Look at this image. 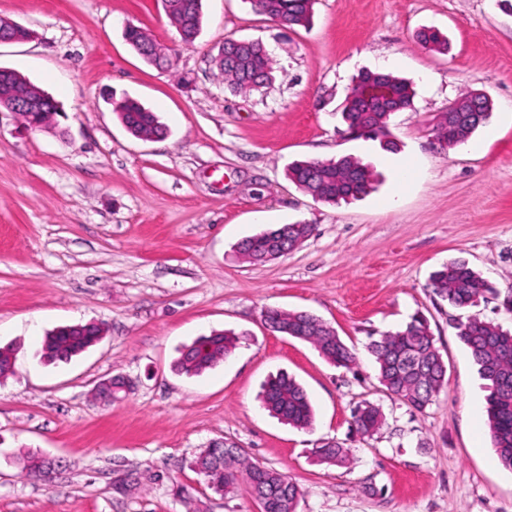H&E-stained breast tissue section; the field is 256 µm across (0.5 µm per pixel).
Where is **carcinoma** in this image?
Here are the masks:
<instances>
[{
  "mask_svg": "<svg viewBox=\"0 0 512 512\" xmlns=\"http://www.w3.org/2000/svg\"><path fill=\"white\" fill-rule=\"evenodd\" d=\"M254 9L292 29L308 23L313 0H251ZM202 0H175L168 19L179 29L185 44L196 39L201 25ZM126 41L140 55L162 58L154 40L141 28L132 27ZM420 41L429 49L448 50V38L440 31L428 28L420 33ZM224 56L231 57L233 66L217 60L219 77L234 91L250 92L263 88L272 79L273 64L259 42L227 39ZM381 80L392 86L394 97L386 109L373 112L360 99V92L370 81ZM410 81L390 73L366 72L356 80L341 113L349 136L378 139L383 147L393 145L388 121L396 112L413 105ZM452 111L437 117L436 131L440 145L452 148L464 143L490 117L491 104L483 93L469 92L450 105ZM115 112L127 130L138 138L158 137L167 132L156 113L141 103L126 100L115 106ZM289 179L315 198L337 203L365 194L373 189L371 170L352 157L329 160H305L289 169ZM313 233L311 224H282L242 240L239 254L252 264L265 263L282 257L286 248L292 250ZM433 294L455 308L478 304L490 290L486 280L469 263L450 259L430 275ZM264 323L272 331L313 344L323 356L338 367L351 368L355 354L336 331L305 311H288L268 307L263 311ZM456 336L469 349L487 384L488 427L499 461L512 469V333L477 315L451 321ZM98 337L79 325L62 327L45 341V357L66 360L92 345ZM236 348L233 334L215 331L203 336L182 351L177 362L180 371L197 375L230 356ZM368 351L378 366L379 383L389 394L413 410L422 412L432 404L446 383L447 367L435 345L427 318L416 313L395 332L385 333L368 344ZM265 407L280 420L297 428L311 425L312 406L303 388L294 378L281 373L271 378L263 388ZM353 425L363 436L371 437L380 429L383 414L373 404L365 402L352 414ZM323 463L342 466L350 462V454L335 441L323 442L314 449ZM195 467L208 487L229 493L245 485L261 512H297L302 491L287 474L265 467L246 458L241 449L214 442L200 451ZM51 469L43 458L27 457V475L42 477Z\"/></svg>",
  "mask_w": 512,
  "mask_h": 512,
  "instance_id": "cac0c4a2",
  "label": "carcinoma"
}]
</instances>
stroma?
I'll list each match as a JSON object with an SVG mask.
<instances>
[{"mask_svg": "<svg viewBox=\"0 0 512 512\" xmlns=\"http://www.w3.org/2000/svg\"><path fill=\"white\" fill-rule=\"evenodd\" d=\"M202 28L184 47L162 0H0V16L33 31L0 45L63 112L28 131L0 112V512H260L246 489L221 494L193 466L214 442L291 477L297 512H512V470L486 426L485 382L435 297L429 276L460 258L492 291L474 312L512 330V6L504 0H315L308 26L286 29L249 0H203ZM149 33L171 60L160 69L124 39ZM434 27L447 53L422 47ZM262 42L273 80L227 90L214 60L225 40ZM393 60L412 79L411 110L390 119L394 150L343 136L339 112L355 77ZM469 91L493 110L463 144L442 148L436 118ZM134 98L167 127L138 139L115 103ZM350 156L378 183L332 204L291 182L293 162ZM398 194L397 205L381 201ZM313 225L277 260L242 261L238 243L279 224ZM306 311L356 354L353 368L271 331L265 308ZM423 313L447 366L424 411L384 392L371 338ZM98 324L100 340L47 361L45 336ZM214 330L233 353L199 375L181 349ZM285 372L305 389L312 427L273 417L261 386ZM122 376L133 392L112 405L93 389ZM368 401L384 423L356 433ZM339 441L352 461L317 462ZM37 454L61 461L27 477Z\"/></svg>", "mask_w": 512, "mask_h": 512, "instance_id": "1", "label": "stroma"}]
</instances>
